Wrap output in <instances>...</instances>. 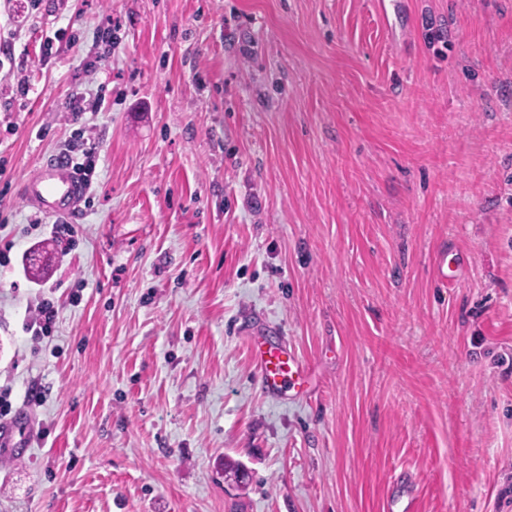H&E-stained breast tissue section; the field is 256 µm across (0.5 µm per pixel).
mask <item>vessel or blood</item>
<instances>
[{
  "label": "vessel or blood",
  "instance_id": "1",
  "mask_svg": "<svg viewBox=\"0 0 512 512\" xmlns=\"http://www.w3.org/2000/svg\"><path fill=\"white\" fill-rule=\"evenodd\" d=\"M19 190L25 203L39 214L65 220L78 214L87 196L81 176L61 157L43 164ZM252 357L261 388L271 397L302 388L311 374L309 366L284 345L274 348L254 342Z\"/></svg>",
  "mask_w": 512,
  "mask_h": 512
}]
</instances>
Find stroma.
Segmentation results:
<instances>
[{
	"instance_id": "35a3bbf8",
	"label": "stroma",
	"mask_w": 512,
	"mask_h": 512,
	"mask_svg": "<svg viewBox=\"0 0 512 512\" xmlns=\"http://www.w3.org/2000/svg\"><path fill=\"white\" fill-rule=\"evenodd\" d=\"M79 131L60 241L17 184ZM0 165V512H512V0H0ZM57 319V309L53 302L42 300L35 309V314L25 325L27 333L39 338L40 336H50L54 331ZM252 357L261 388L271 397H279L296 388L301 390L311 374L310 367L285 345L266 347L254 339Z\"/></svg>"
}]
</instances>
